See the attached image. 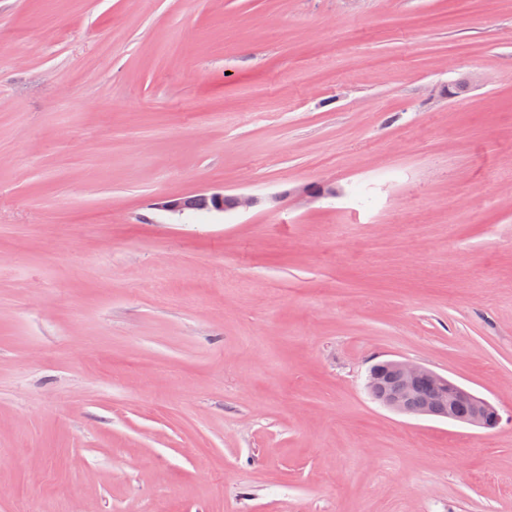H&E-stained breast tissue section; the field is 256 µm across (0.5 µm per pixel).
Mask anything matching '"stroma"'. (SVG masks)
I'll return each instance as SVG.
<instances>
[{"mask_svg":"<svg viewBox=\"0 0 512 512\" xmlns=\"http://www.w3.org/2000/svg\"><path fill=\"white\" fill-rule=\"evenodd\" d=\"M0 512H512V0H0ZM198 196L211 202V209L217 212H224L231 210L229 207L224 208V200L229 199L231 201V207L233 210L248 211L260 206H263L270 201L269 197H263L254 194H233L224 195V192H212L210 194L203 193ZM387 371L386 379L382 371ZM427 382L429 397L418 407L411 409L406 403L417 397L421 385ZM366 387L371 397L380 405L398 413L414 416H439L450 421L486 429L493 428L498 420L496 408L484 398L449 377L427 367L403 360L386 361L374 366L367 377ZM458 400L471 404L472 414L466 420L457 418L454 405ZM436 409H440L435 413Z\"/></svg>","mask_w":512,"mask_h":512,"instance_id":"35a3bbf8","label":"stroma"}]
</instances>
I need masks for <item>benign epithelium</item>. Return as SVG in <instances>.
I'll return each mask as SVG.
<instances>
[{
  "label": "benign epithelium",
  "instance_id": "7a95c632",
  "mask_svg": "<svg viewBox=\"0 0 512 512\" xmlns=\"http://www.w3.org/2000/svg\"><path fill=\"white\" fill-rule=\"evenodd\" d=\"M201 197L211 202L212 210L224 211V201L230 200L234 210L248 211L271 201L269 197L254 194L225 195L222 192L203 193ZM428 383L429 397L418 407L411 409L407 402L417 397L423 383ZM366 387L371 397L380 405L398 413L414 416H439L458 421L454 405L459 400L471 404L472 414L464 420L468 425L486 429L494 427L498 420L496 408L484 398L449 377L427 367L403 360H391L373 367L367 377Z\"/></svg>",
  "mask_w": 512,
  "mask_h": 512
}]
</instances>
